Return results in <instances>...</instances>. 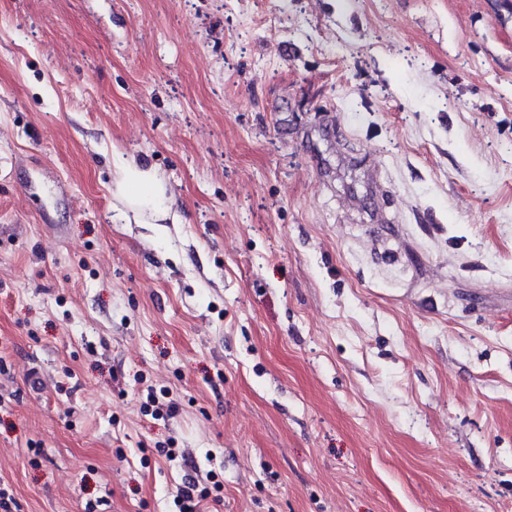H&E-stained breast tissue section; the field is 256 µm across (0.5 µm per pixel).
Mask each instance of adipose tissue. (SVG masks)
I'll return each instance as SVG.
<instances>
[{
	"instance_id": "adipose-tissue-1",
	"label": "adipose tissue",
	"mask_w": 512,
	"mask_h": 512,
	"mask_svg": "<svg viewBox=\"0 0 512 512\" xmlns=\"http://www.w3.org/2000/svg\"><path fill=\"white\" fill-rule=\"evenodd\" d=\"M114 169L112 194L121 204L127 223L164 224L169 221L167 186L154 169L123 157L116 158Z\"/></svg>"
}]
</instances>
